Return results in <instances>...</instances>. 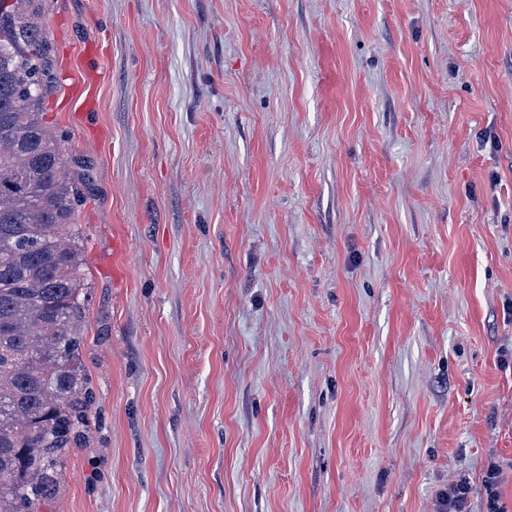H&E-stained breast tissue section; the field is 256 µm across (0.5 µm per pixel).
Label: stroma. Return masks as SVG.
I'll list each match as a JSON object with an SVG mask.
<instances>
[{"label": "stroma", "instance_id": "35a3bbf8", "mask_svg": "<svg viewBox=\"0 0 512 512\" xmlns=\"http://www.w3.org/2000/svg\"><path fill=\"white\" fill-rule=\"evenodd\" d=\"M43 25L93 398L41 512H436L461 478L484 512L492 463L512 512V0Z\"/></svg>", "mask_w": 512, "mask_h": 512}]
</instances>
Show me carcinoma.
<instances>
[{
	"label": "carcinoma",
	"mask_w": 512,
	"mask_h": 512,
	"mask_svg": "<svg viewBox=\"0 0 512 512\" xmlns=\"http://www.w3.org/2000/svg\"><path fill=\"white\" fill-rule=\"evenodd\" d=\"M43 2L0 0V512H39L56 496L91 401L77 337L80 195L42 118L52 73Z\"/></svg>",
	"instance_id": "cac0c4a2"
}]
</instances>
